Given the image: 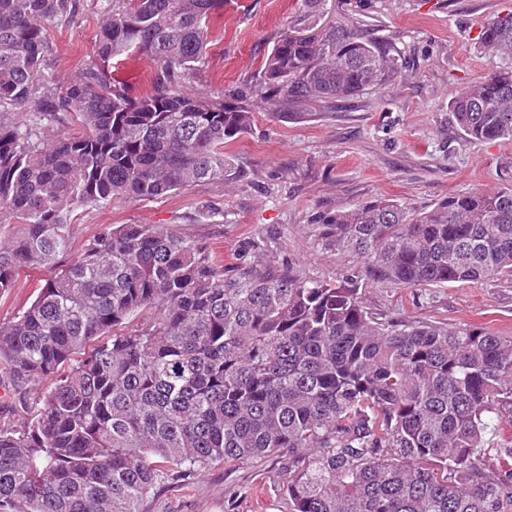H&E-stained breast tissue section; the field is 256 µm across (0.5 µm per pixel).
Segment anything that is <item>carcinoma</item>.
<instances>
[{
  "label": "carcinoma",
  "instance_id": "carcinoma-1",
  "mask_svg": "<svg viewBox=\"0 0 512 512\" xmlns=\"http://www.w3.org/2000/svg\"><path fill=\"white\" fill-rule=\"evenodd\" d=\"M73 0H0V292L70 249L76 208L224 179L247 100L185 84L205 65L224 0H128L95 61L44 83L45 21ZM497 70L448 103L475 141H512V13L479 33ZM156 64L132 95L112 68ZM388 41L348 16L279 39L255 93L290 112L343 103L405 75ZM59 112L76 128L46 140ZM11 228H6V225ZM314 241L402 288L512 280V185L416 211L385 196L318 217ZM153 323L128 330L140 311ZM0 372L50 380L30 421L0 428V512H141L181 474L282 458L288 512H512V336L381 322L352 279L272 266L231 275L159 224L102 233L0 325Z\"/></svg>",
  "mask_w": 512,
  "mask_h": 512
}]
</instances>
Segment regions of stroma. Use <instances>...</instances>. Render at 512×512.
<instances>
[{
	"instance_id": "35a3bbf8",
	"label": "stroma",
	"mask_w": 512,
	"mask_h": 512,
	"mask_svg": "<svg viewBox=\"0 0 512 512\" xmlns=\"http://www.w3.org/2000/svg\"><path fill=\"white\" fill-rule=\"evenodd\" d=\"M361 18L375 37L391 40L415 61L385 91L348 108L320 104L292 114L252 99V128L227 147L223 179L197 182L153 200H115L79 207L68 252L47 265L21 268L0 294V323L12 321L47 281L89 248L100 233L124 224H160L203 247L217 265L294 269L311 280L361 275L363 261L313 242L319 214L385 195L425 209L463 189L512 184V142H475L456 125L450 99L491 71L478 49L482 24L512 12V0H368ZM119 0H77L70 15L48 22L46 83L70 81L91 64L97 34ZM295 0H226L213 19L203 69L190 89L221 98L256 82L283 32L307 33ZM366 307L381 320L482 325L512 336V281L402 288L363 284ZM0 427L30 419L47 381L4 379ZM279 460L216 462L149 495L143 512H288Z\"/></svg>"
}]
</instances>
